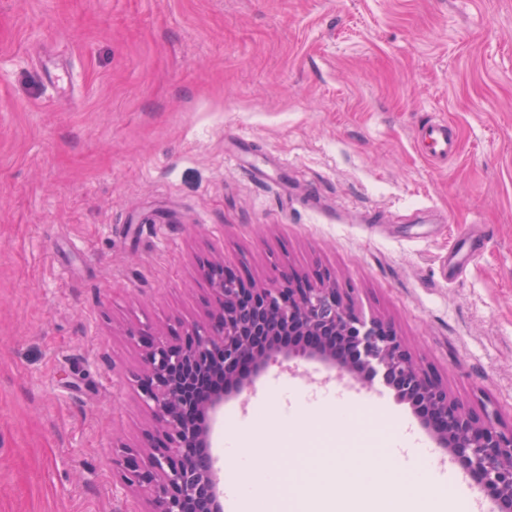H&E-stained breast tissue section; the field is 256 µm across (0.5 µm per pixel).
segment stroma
I'll return each mask as SVG.
<instances>
[{
	"instance_id": "1",
	"label": "stroma",
	"mask_w": 512,
	"mask_h": 512,
	"mask_svg": "<svg viewBox=\"0 0 512 512\" xmlns=\"http://www.w3.org/2000/svg\"><path fill=\"white\" fill-rule=\"evenodd\" d=\"M218 254L328 272L512 425V0H0V512H140L112 472L149 427L130 334L200 319ZM328 375L225 400L224 483L286 441L315 480L381 453L378 415L417 422L379 379L351 426L288 420ZM417 146L431 159H447L457 153L458 139L453 126L447 122H436L419 130Z\"/></svg>"
}]
</instances>
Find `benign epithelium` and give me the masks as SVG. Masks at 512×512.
<instances>
[{
    "label": "benign epithelium",
    "instance_id": "7a95c632",
    "mask_svg": "<svg viewBox=\"0 0 512 512\" xmlns=\"http://www.w3.org/2000/svg\"><path fill=\"white\" fill-rule=\"evenodd\" d=\"M203 318L175 336L146 328L139 347V396L150 416L142 441L113 459L125 485L146 489L142 512H224L207 416L250 388L271 364L296 357L352 380L381 378L495 504L512 512V426L451 396L414 357L387 320L353 311L348 289L331 277L285 272L269 284L246 282L224 261L205 269ZM293 341L284 344L280 337Z\"/></svg>",
    "mask_w": 512,
    "mask_h": 512
}]
</instances>
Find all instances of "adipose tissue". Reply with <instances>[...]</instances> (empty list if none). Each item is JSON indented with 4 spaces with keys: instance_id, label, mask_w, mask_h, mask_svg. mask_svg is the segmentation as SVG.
Wrapping results in <instances>:
<instances>
[{
    "instance_id": "1",
    "label": "adipose tissue",
    "mask_w": 512,
    "mask_h": 512,
    "mask_svg": "<svg viewBox=\"0 0 512 512\" xmlns=\"http://www.w3.org/2000/svg\"><path fill=\"white\" fill-rule=\"evenodd\" d=\"M303 459L300 452H290L288 457L275 465H264L250 470L248 478L238 480L227 488L236 512H269L270 502L263 495V488L273 486L283 490L291 512H311V484L302 475ZM324 487L342 485L353 495L378 497L377 512H420L421 497L431 498L435 512H460V494L452 486H427L423 473L413 472L410 481L422 488L420 495H407L401 486H394L385 493H378L377 469L372 459H364L353 466L342 465L335 458H327L322 466Z\"/></svg>"
}]
</instances>
